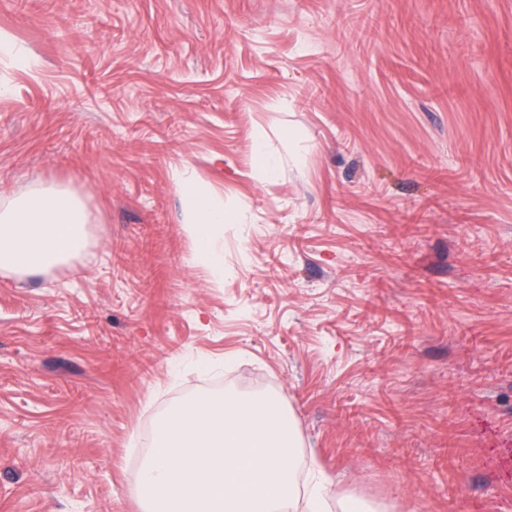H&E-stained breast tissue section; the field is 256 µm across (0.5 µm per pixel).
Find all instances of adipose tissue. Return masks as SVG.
I'll return each instance as SVG.
<instances>
[{
	"instance_id": "1",
	"label": "adipose tissue",
	"mask_w": 512,
	"mask_h": 512,
	"mask_svg": "<svg viewBox=\"0 0 512 512\" xmlns=\"http://www.w3.org/2000/svg\"><path fill=\"white\" fill-rule=\"evenodd\" d=\"M181 192L182 222L196 244L198 262L214 278H222L224 256L217 233L234 223L235 214L194 178L182 180ZM88 222L82 202L51 183L0 201V271L33 274L67 262L83 250Z\"/></svg>"
}]
</instances>
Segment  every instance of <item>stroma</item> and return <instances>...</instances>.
I'll return each instance as SVG.
<instances>
[{
	"label": "stroma",
	"instance_id": "35a3bbf8",
	"mask_svg": "<svg viewBox=\"0 0 512 512\" xmlns=\"http://www.w3.org/2000/svg\"><path fill=\"white\" fill-rule=\"evenodd\" d=\"M1 33L35 66L0 56V198L90 222L0 271V512H141L149 432L227 391L282 398L324 512H512V0H0ZM186 171L236 212L219 281Z\"/></svg>",
	"mask_w": 512,
	"mask_h": 512
}]
</instances>
